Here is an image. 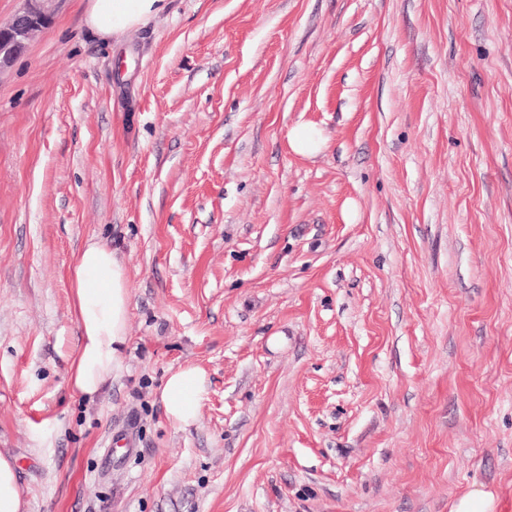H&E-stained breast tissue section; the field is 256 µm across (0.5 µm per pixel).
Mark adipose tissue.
I'll return each mask as SVG.
<instances>
[{
  "instance_id": "obj_1",
  "label": "adipose tissue",
  "mask_w": 512,
  "mask_h": 512,
  "mask_svg": "<svg viewBox=\"0 0 512 512\" xmlns=\"http://www.w3.org/2000/svg\"><path fill=\"white\" fill-rule=\"evenodd\" d=\"M166 5L167 0H91L86 22L98 34L119 36L164 11ZM71 291L81 336L69 386L74 394L91 397L123 369L130 286L112 250L93 243L75 261ZM206 389V373L200 367L170 372L160 394L169 420L179 425L192 423Z\"/></svg>"
}]
</instances>
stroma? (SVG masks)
Returning a JSON list of instances; mask_svg holds the SVG:
<instances>
[{
	"instance_id": "obj_1",
	"label": "stroma",
	"mask_w": 512,
	"mask_h": 512,
	"mask_svg": "<svg viewBox=\"0 0 512 512\" xmlns=\"http://www.w3.org/2000/svg\"><path fill=\"white\" fill-rule=\"evenodd\" d=\"M58 0L0 68V453L27 512H512V0ZM299 123L322 130L292 151ZM130 285L68 378L71 268ZM207 375L171 422L167 375ZM87 25L101 35L120 36L164 11L168 0H89ZM324 144L321 131L307 123L294 127L290 133V145L293 151L303 156L316 154ZM70 284L81 336L69 386L76 395L93 397L123 369L130 286L124 266L101 243L88 245L78 256ZM207 389V377L197 366H185L170 372L160 399L170 421L178 425L192 423ZM496 499L490 491L473 489L461 496L452 512H495Z\"/></svg>"
}]
</instances>
